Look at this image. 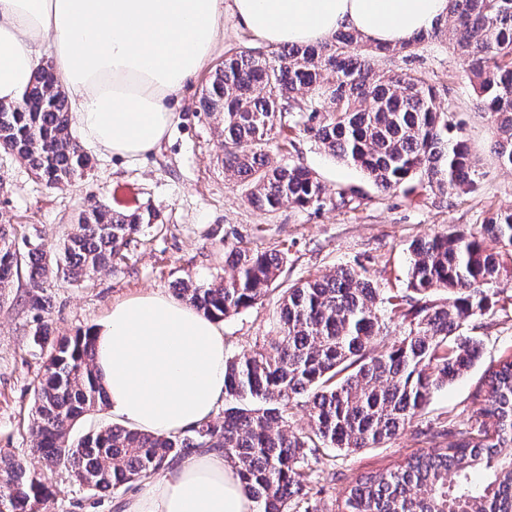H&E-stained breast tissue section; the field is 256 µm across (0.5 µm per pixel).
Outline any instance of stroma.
I'll list each match as a JSON object with an SVG mask.
<instances>
[{"label": "stroma", "mask_w": 512, "mask_h": 512, "mask_svg": "<svg viewBox=\"0 0 512 512\" xmlns=\"http://www.w3.org/2000/svg\"><path fill=\"white\" fill-rule=\"evenodd\" d=\"M408 67L425 74L439 91L442 105L467 123L470 151L483 176L476 191L448 199L406 187L382 193L356 167L324 152L308 134L289 130L273 140L272 164L298 162L315 172L329 196L344 192L348 204L301 210L291 204L268 212L253 205L246 186L224 177V142L198 100L209 71L191 78L180 94L172 133L144 158L127 162L92 153V166L69 184L47 186L18 156L0 151V224L11 225L16 246L27 252L38 242L55 250L74 229L79 212L104 201L113 209L150 206L157 224L144 228L128 243L124 259L84 281L52 279L46 312L31 309L26 280L16 281L0 301V449H7L42 471L57 491L50 512H114L113 501L76 484L65 467L45 468L31 449L35 417L34 389L44 373L43 359L31 343L37 324H47L59 340L89 329L114 302L153 292L173 295L180 281L207 285L230 275L225 243L283 253V269L261 303L220 322L227 356L271 340L279 315V298L292 284L333 274L346 266L365 267L380 287L406 293L409 244L453 227L474 226L492 213L512 208V170L498 167L490 150L493 129L478 112L469 81L446 40L418 46ZM477 336L481 354L462 378L436 391L430 402L394 439L375 448L317 452L321 492L314 512H339L344 494L357 477L395 468L414 453L453 442L447 422L464 427L484 405L485 370L512 353V277L504 278L489 311L464 327Z\"/></svg>", "instance_id": "obj_1"}]
</instances>
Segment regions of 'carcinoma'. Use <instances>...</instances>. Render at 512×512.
I'll use <instances>...</instances> for the list:
<instances>
[{
  "label": "carcinoma",
  "instance_id": "1",
  "mask_svg": "<svg viewBox=\"0 0 512 512\" xmlns=\"http://www.w3.org/2000/svg\"><path fill=\"white\" fill-rule=\"evenodd\" d=\"M448 48L468 76L476 108L495 127L493 153L512 169V0H448ZM441 25L399 46L372 45L341 30L318 45H284L224 56L202 90L200 106L224 137V176L243 182L248 199L274 211L346 204L327 196L307 167L273 166L268 146L288 117L334 158L360 169L380 192L413 180L446 198L474 191L480 173L462 123L441 106L435 87L412 68H386L437 38ZM0 150L27 162L53 186L82 174L89 157L73 135L65 95L52 71L36 72L20 100L0 104ZM151 208L118 212L98 203L81 212L55 253L16 248L0 224V298L26 271L29 305L50 306L55 276L79 282L123 259L128 241L155 224ZM409 290L392 294L363 266L341 267L321 279L294 283L282 295L277 336L225 362L224 420L178 434L145 433L111 424L77 440L86 412L104 405L90 330L52 342L39 325L33 345L45 354L34 395L31 433L48 467L63 465L94 494L110 496L163 474L190 454L217 452L231 461L257 512H311L316 449L356 450L394 438L431 395L478 361L465 325L490 308L495 287L512 263V209L483 224L457 227L409 246ZM232 274L207 286L182 282L178 296L222 320L262 301L284 263L279 252L224 243ZM394 341L377 350L389 324ZM489 404L472 411L467 428L445 447L404 465L357 478L341 512H512V354L486 370ZM308 414L309 430L290 429L292 410ZM457 476L448 483V474ZM56 491L12 452L0 451V507L48 512Z\"/></svg>",
  "mask_w": 512,
  "mask_h": 512
}]
</instances>
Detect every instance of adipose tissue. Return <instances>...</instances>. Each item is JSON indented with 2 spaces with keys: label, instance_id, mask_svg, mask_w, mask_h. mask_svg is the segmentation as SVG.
I'll use <instances>...</instances> for the list:
<instances>
[{
  "label": "adipose tissue",
  "instance_id": "obj_1",
  "mask_svg": "<svg viewBox=\"0 0 512 512\" xmlns=\"http://www.w3.org/2000/svg\"><path fill=\"white\" fill-rule=\"evenodd\" d=\"M448 0H0V102H17L50 67L81 135L136 160L168 135L174 100L213 59L233 18L276 48L337 31L398 45L446 18ZM105 411L148 433L175 434L224 401V334L182 301L146 293L113 303L91 330ZM125 512H255L223 455H189Z\"/></svg>",
  "mask_w": 512,
  "mask_h": 512
}]
</instances>
